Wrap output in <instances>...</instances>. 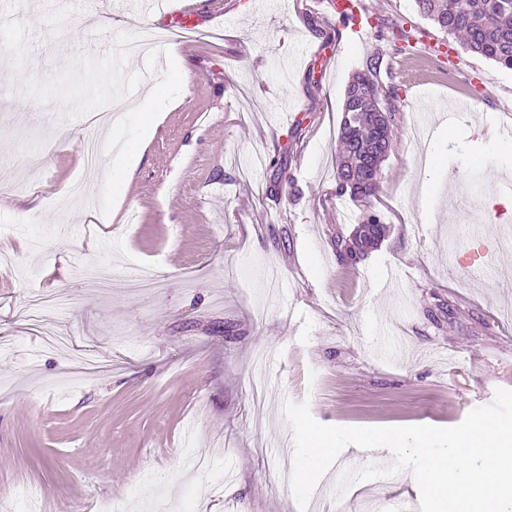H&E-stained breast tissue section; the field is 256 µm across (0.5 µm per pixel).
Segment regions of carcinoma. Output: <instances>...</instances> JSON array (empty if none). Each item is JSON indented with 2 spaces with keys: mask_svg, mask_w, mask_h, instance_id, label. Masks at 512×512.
Here are the masks:
<instances>
[{
  "mask_svg": "<svg viewBox=\"0 0 512 512\" xmlns=\"http://www.w3.org/2000/svg\"><path fill=\"white\" fill-rule=\"evenodd\" d=\"M418 12L441 32L463 33L466 50L512 70V0H415ZM414 35L395 36L393 54L413 55ZM390 71H382L378 57L366 59L345 91L336 159V193L368 203L379 190L382 163L394 130L397 88ZM386 225L371 211L363 213L352 232H336V255L343 265H354L376 248Z\"/></svg>",
  "mask_w": 512,
  "mask_h": 512,
  "instance_id": "carcinoma-1",
  "label": "carcinoma"
}]
</instances>
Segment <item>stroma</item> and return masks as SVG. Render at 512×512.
Segmentation results:
<instances>
[{
	"mask_svg": "<svg viewBox=\"0 0 512 512\" xmlns=\"http://www.w3.org/2000/svg\"><path fill=\"white\" fill-rule=\"evenodd\" d=\"M421 30L393 58L316 0H202L192 36L144 49L124 0H0V512H299L286 402L321 423L452 427L512 390V71L468 53L414 0H360ZM392 66L396 130L370 204L336 193L345 89L370 56ZM161 89L158 122L135 106ZM468 93L472 107L454 102ZM97 133H154L130 182ZM87 184L83 197L68 190ZM387 233L353 266L332 240L365 209ZM111 212V223L99 220ZM158 288L109 292L85 266ZM37 295L62 307L30 316ZM98 359L90 378L54 381ZM341 452L310 512H419L407 472L336 494Z\"/></svg>",
	"mask_w": 512,
	"mask_h": 512,
	"instance_id": "1",
	"label": "stroma"
}]
</instances>
